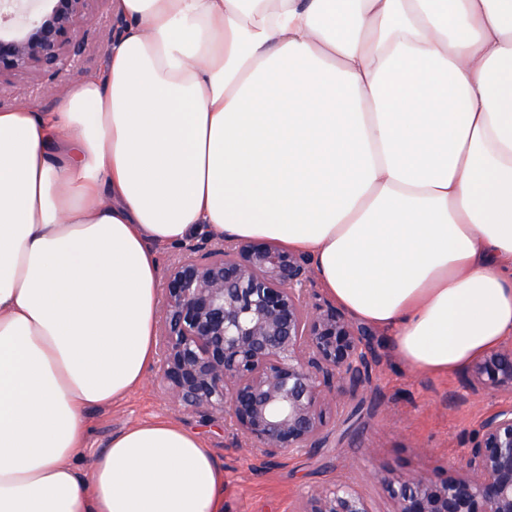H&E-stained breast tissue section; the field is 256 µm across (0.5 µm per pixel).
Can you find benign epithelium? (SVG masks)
<instances>
[{
  "instance_id": "7a95c632",
  "label": "benign epithelium",
  "mask_w": 512,
  "mask_h": 512,
  "mask_svg": "<svg viewBox=\"0 0 512 512\" xmlns=\"http://www.w3.org/2000/svg\"><path fill=\"white\" fill-rule=\"evenodd\" d=\"M0 0V78L33 71L57 81L86 35L92 0ZM308 258L271 242L192 245L165 277L160 385L173 403L229 417L254 446L324 448L328 414L347 398L361 406L370 383L371 331L309 285ZM472 393L512 397V349H493L463 377ZM464 464L433 474L376 475L389 512H512V406L468 434ZM296 512H375L352 483L315 486Z\"/></svg>"
}]
</instances>
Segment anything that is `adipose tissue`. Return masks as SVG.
I'll return each mask as SVG.
<instances>
[{"label": "adipose tissue", "instance_id": "1", "mask_svg": "<svg viewBox=\"0 0 512 512\" xmlns=\"http://www.w3.org/2000/svg\"><path fill=\"white\" fill-rule=\"evenodd\" d=\"M101 72L0 111V512H224L155 419L88 473L89 408L152 367L161 252L308 256L447 375L512 339V0H112Z\"/></svg>", "mask_w": 512, "mask_h": 512}]
</instances>
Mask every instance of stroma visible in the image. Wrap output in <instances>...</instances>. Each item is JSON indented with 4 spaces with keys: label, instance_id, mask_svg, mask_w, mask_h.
I'll list each match as a JSON object with an SVG mask.
<instances>
[{
    "label": "stroma",
    "instance_id": "1",
    "mask_svg": "<svg viewBox=\"0 0 512 512\" xmlns=\"http://www.w3.org/2000/svg\"><path fill=\"white\" fill-rule=\"evenodd\" d=\"M111 15V0H95L81 23L88 42L76 66L48 86L29 71L1 80L0 106L57 111L67 92L104 68ZM373 346L378 361L366 394L377 398L379 405L359 410L354 402L341 401L337 413L328 418L333 436L328 447L267 457L237 435L230 420L209 421L171 403L154 367L126 398L87 412L86 451L78 467L86 469L112 435L146 420L170 419L197 433L223 467L224 512H295L311 487L339 480L358 486L372 499L376 512H387L389 503L373 473H426L456 465L466 452L465 436L488 413L512 404V398L470 393L459 371L433 376L412 370L396 357L393 340L384 332H375Z\"/></svg>",
    "mask_w": 512,
    "mask_h": 512
}]
</instances>
